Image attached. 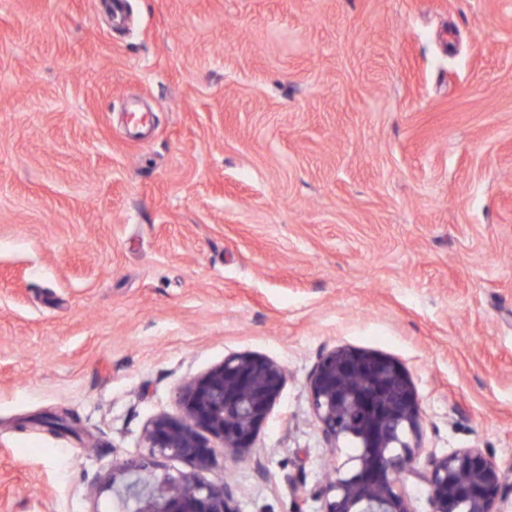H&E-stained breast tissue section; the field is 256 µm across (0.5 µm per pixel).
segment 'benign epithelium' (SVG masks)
Returning a JSON list of instances; mask_svg holds the SVG:
<instances>
[{"instance_id": "benign-epithelium-1", "label": "benign epithelium", "mask_w": 512, "mask_h": 512, "mask_svg": "<svg viewBox=\"0 0 512 512\" xmlns=\"http://www.w3.org/2000/svg\"><path fill=\"white\" fill-rule=\"evenodd\" d=\"M285 373L276 362L234 353L178 393L181 414L149 423L148 456L114 462L104 485L126 477L133 512H238L224 480L200 472L215 463V444L231 456L252 448L280 396ZM312 407L330 444L353 438L359 450L318 490L321 512H414L398 485L406 474L425 486L430 512H496L503 474L477 448L414 465L409 437L420 426V407L406 369L384 354L339 347L323 353L309 380ZM179 458L189 470L157 476L159 458Z\"/></svg>"}]
</instances>
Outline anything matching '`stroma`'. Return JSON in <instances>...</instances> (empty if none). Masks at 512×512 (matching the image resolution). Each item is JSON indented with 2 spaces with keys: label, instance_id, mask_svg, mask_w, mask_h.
Here are the masks:
<instances>
[{
  "label": "stroma",
  "instance_id": "stroma-1",
  "mask_svg": "<svg viewBox=\"0 0 512 512\" xmlns=\"http://www.w3.org/2000/svg\"><path fill=\"white\" fill-rule=\"evenodd\" d=\"M339 346L512 512V0H0V512H132L90 486L238 352L285 384L204 479L320 512Z\"/></svg>",
  "mask_w": 512,
  "mask_h": 512
}]
</instances>
